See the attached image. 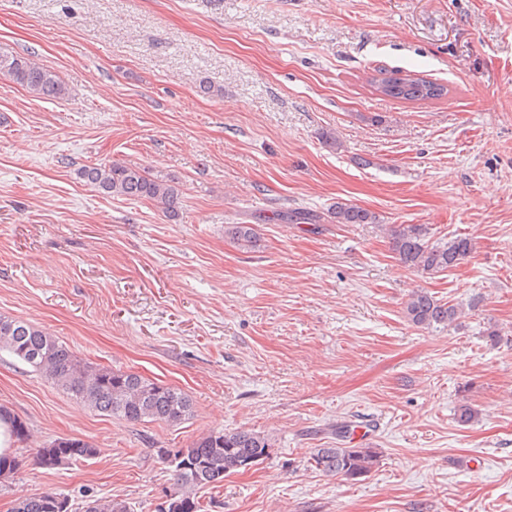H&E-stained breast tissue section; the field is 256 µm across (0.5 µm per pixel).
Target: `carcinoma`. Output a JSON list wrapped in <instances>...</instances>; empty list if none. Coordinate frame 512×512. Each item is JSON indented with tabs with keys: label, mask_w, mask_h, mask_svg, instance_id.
Masks as SVG:
<instances>
[{
	"label": "carcinoma",
	"mask_w": 512,
	"mask_h": 512,
	"mask_svg": "<svg viewBox=\"0 0 512 512\" xmlns=\"http://www.w3.org/2000/svg\"><path fill=\"white\" fill-rule=\"evenodd\" d=\"M0 72L38 98H60L67 87L59 75L21 56L0 54ZM375 90L394 99L421 101L440 99L447 88L411 71L380 70L372 78ZM80 178L98 190L130 200H151L168 214H176L178 190L168 181L140 167L112 162L87 165ZM332 224H376L377 216L367 209L336 202L327 215ZM228 234L242 247L256 241L250 224H233ZM392 251L411 271L435 275L462 264L474 251L472 238L457 235L448 241H430L423 224H400L388 229ZM405 314L416 327L451 325L462 310L423 289L413 292L405 304ZM0 352L32 368L50 384L69 393L93 410L120 417L132 423L144 421L178 425L191 412V399L185 392L159 384L142 375L105 366H94L65 344L34 325L0 315ZM0 434L11 443H25L29 428L24 420L0 411ZM270 438L253 429L210 431L186 447L158 449V457L171 472L175 502L180 512H204L198 492L221 487L230 473L258 465L270 455ZM97 448L84 439L58 437L35 449V465L55 469L82 459H90ZM380 451L351 444L345 425L336 427V447L316 448L309 464L325 476L361 478L375 467ZM83 512H130L127 502L116 499H88ZM13 512H75L68 496L49 491L18 501Z\"/></svg>",
	"instance_id": "1"
}]
</instances>
